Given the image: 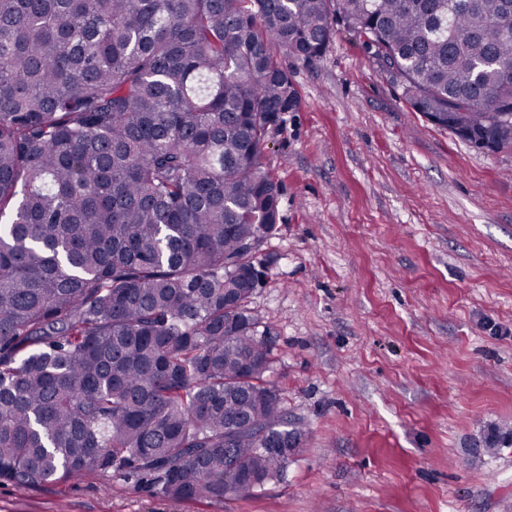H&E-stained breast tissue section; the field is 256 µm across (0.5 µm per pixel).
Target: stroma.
<instances>
[{
  "mask_svg": "<svg viewBox=\"0 0 512 512\" xmlns=\"http://www.w3.org/2000/svg\"><path fill=\"white\" fill-rule=\"evenodd\" d=\"M332 27L313 64L279 54L299 108L261 155L279 221L249 306L302 432L283 473L224 500L0 483V512H512V149L432 124Z\"/></svg>",
  "mask_w": 512,
  "mask_h": 512,
  "instance_id": "stroma-1",
  "label": "stroma"
}]
</instances>
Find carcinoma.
Here are the masks:
<instances>
[{"label": "carcinoma", "instance_id": "1", "mask_svg": "<svg viewBox=\"0 0 512 512\" xmlns=\"http://www.w3.org/2000/svg\"><path fill=\"white\" fill-rule=\"evenodd\" d=\"M430 122L512 148L506 0H0V482L253 494L297 448L249 307L259 163L330 16Z\"/></svg>", "mask_w": 512, "mask_h": 512}]
</instances>
